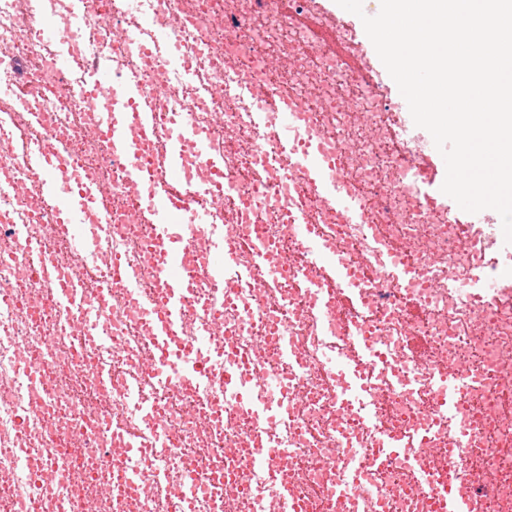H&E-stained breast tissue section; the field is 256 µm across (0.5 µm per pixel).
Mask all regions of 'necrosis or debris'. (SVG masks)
<instances>
[{"mask_svg":"<svg viewBox=\"0 0 512 512\" xmlns=\"http://www.w3.org/2000/svg\"><path fill=\"white\" fill-rule=\"evenodd\" d=\"M314 0H0V83L19 95L0 100V512H269L290 489L302 512H437L448 485L473 494L479 512H512V290L486 301L449 291L465 282L470 255L453 217L428 208L400 186L405 168L420 165L421 143L404 129L398 106L369 68L351 72L302 24ZM174 38L159 42L158 28ZM71 64L58 71L60 52ZM270 65L268 86L302 108L301 142H318L342 159L350 186L361 192L365 218L337 219L269 135L259 99L233 92L236 76ZM105 65L113 75L164 88L153 132L138 159L154 167L166 132L190 120L224 168L220 196L187 187L188 206L220 199L214 229L194 234L184 257L185 309L171 335L191 343L213 316L224 323V354L242 376L280 375L288 394L274 398L264 384L254 403L277 404L281 422L264 427L252 409L206 393L188 381L156 387L142 367L155 339L143 318L142 296H155L162 275L152 248L153 227L137 212L124 168L93 134L99 114L85 103L88 75ZM44 148L50 164L103 187L91 245L70 251L54 205L36 185L17 190ZM298 213L313 216L326 246L340 251L361 279L367 298L316 314L304 280L328 273L304 260L291 229ZM112 227L103 234L99 225ZM43 242L33 256L18 251L17 233ZM221 233L231 248L226 269L233 295L213 287L202 270L206 247ZM261 241L281 277L258 287L244 276L252 241ZM422 267L432 286L410 292L377 279L387 247ZM129 267L138 291L109 271L111 257ZM74 281L88 308H101L103 327L80 330L82 311L57 301L60 283ZM355 325L395 365L388 376L362 369L373 390L368 406L338 396L322 355L348 356L351 339L337 323ZM106 330L111 343L98 338ZM426 338L420 363L409 360L411 337ZM471 372L479 386L466 407L473 440L469 463L448 453L451 429L428 376L417 366ZM112 372L102 384L97 372ZM142 389L141 405L127 395ZM403 437L402 455L367 468L356 494L337 493L350 453L373 455L378 426ZM164 455L142 466L135 480L118 481L110 463L126 437ZM294 448L297 466L276 475L246 466L266 441Z\"/></svg>","mask_w":512,"mask_h":512,"instance_id":"4bbe7bcc","label":"necrosis or debris"}]
</instances>
